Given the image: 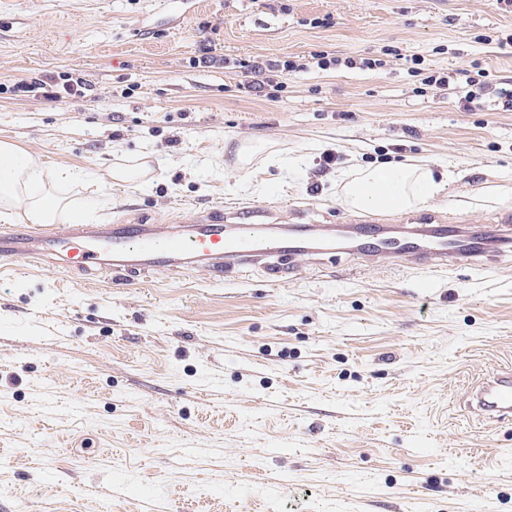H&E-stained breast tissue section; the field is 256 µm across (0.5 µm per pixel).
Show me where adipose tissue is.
<instances>
[{"label":"adipose tissue","instance_id":"ef3b65f1","mask_svg":"<svg viewBox=\"0 0 512 512\" xmlns=\"http://www.w3.org/2000/svg\"><path fill=\"white\" fill-rule=\"evenodd\" d=\"M73 167H47L39 156L22 152L9 142H0V219L19 216L27 224H51L57 217L67 223L84 224L87 209L70 205L56 189L82 181ZM338 200L358 211L388 213L419 210L443 196L448 181L436 179L426 164L393 163L355 167L336 178Z\"/></svg>","mask_w":512,"mask_h":512}]
</instances>
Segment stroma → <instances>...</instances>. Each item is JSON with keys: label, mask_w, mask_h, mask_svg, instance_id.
<instances>
[{"label": "stroma", "mask_w": 512, "mask_h": 512, "mask_svg": "<svg viewBox=\"0 0 512 512\" xmlns=\"http://www.w3.org/2000/svg\"><path fill=\"white\" fill-rule=\"evenodd\" d=\"M509 37L498 0H10L0 141L84 169L64 195L109 193V223L479 228L512 213V198L467 206L512 176ZM319 53L336 66L308 67ZM265 60L303 68L248 86ZM442 73L449 88L425 85ZM67 77L82 95L21 88ZM470 88L482 108L464 109ZM258 142L277 162L241 170L237 148ZM390 160L455 180L421 210L338 203V172ZM119 166L149 186H111ZM270 276L0 269V512H139L147 491L166 512H512V420L467 408L512 368V262L339 252Z\"/></svg>", "instance_id": "obj_1"}]
</instances>
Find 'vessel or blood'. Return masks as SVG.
Returning a JSON list of instances; mask_svg holds the SVG:
<instances>
[{"instance_id": "b4317fda", "label": "vessel or blood", "mask_w": 512, "mask_h": 512, "mask_svg": "<svg viewBox=\"0 0 512 512\" xmlns=\"http://www.w3.org/2000/svg\"><path fill=\"white\" fill-rule=\"evenodd\" d=\"M349 250L375 263L406 260L427 267L469 265L512 255V226L466 224H236L212 216L190 224H53L36 235L22 224L0 226V263L38 259L61 273L88 276L158 271L221 279L225 269L268 264L277 255L302 258ZM479 418L512 419V370L484 379L471 394Z\"/></svg>"}]
</instances>
